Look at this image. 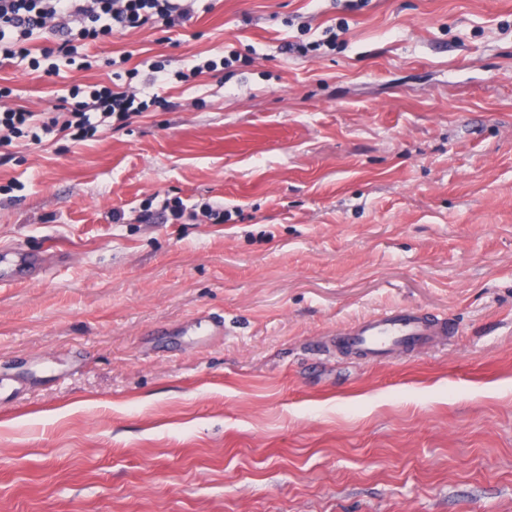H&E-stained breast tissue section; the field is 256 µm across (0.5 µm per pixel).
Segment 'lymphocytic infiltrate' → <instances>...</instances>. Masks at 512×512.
<instances>
[{
    "mask_svg": "<svg viewBox=\"0 0 512 512\" xmlns=\"http://www.w3.org/2000/svg\"><path fill=\"white\" fill-rule=\"evenodd\" d=\"M189 16L190 7L184 0H0V59L25 60L32 69H39L30 43L34 34L45 28L53 40L42 48V56L69 59L79 47L109 38L114 30L144 26L171 29L184 24ZM233 63V57L217 55L174 72L170 60H156L149 65L150 82L163 84L173 75L186 82L222 73ZM170 106V101L147 91L136 94L100 85L77 86L52 117L22 107L0 110V138L8 142L27 137L38 142L59 130L85 141L105 126L122 125L150 108Z\"/></svg>",
    "mask_w": 512,
    "mask_h": 512,
    "instance_id": "obj_1",
    "label": "lymphocytic infiltrate"
}]
</instances>
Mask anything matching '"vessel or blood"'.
<instances>
[{
    "label": "vessel or blood",
    "instance_id": "1",
    "mask_svg": "<svg viewBox=\"0 0 512 512\" xmlns=\"http://www.w3.org/2000/svg\"><path fill=\"white\" fill-rule=\"evenodd\" d=\"M46 265L39 253L17 247L0 250V285L37 281ZM459 325L451 320L431 319L428 314L410 306L391 308L383 313L360 320L338 333L341 345L359 353L374 364L391 359L399 352L426 348L436 336L458 335Z\"/></svg>",
    "mask_w": 512,
    "mask_h": 512
}]
</instances>
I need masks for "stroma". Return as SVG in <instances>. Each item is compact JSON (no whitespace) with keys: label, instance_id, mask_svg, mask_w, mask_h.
Instances as JSON below:
<instances>
[{"label":"stroma","instance_id":"obj_1","mask_svg":"<svg viewBox=\"0 0 512 512\" xmlns=\"http://www.w3.org/2000/svg\"><path fill=\"white\" fill-rule=\"evenodd\" d=\"M218 52L174 111L0 145V247L71 256L0 288V512H512V0H196L0 85L53 112ZM399 306L461 332L337 351Z\"/></svg>","mask_w":512,"mask_h":512}]
</instances>
